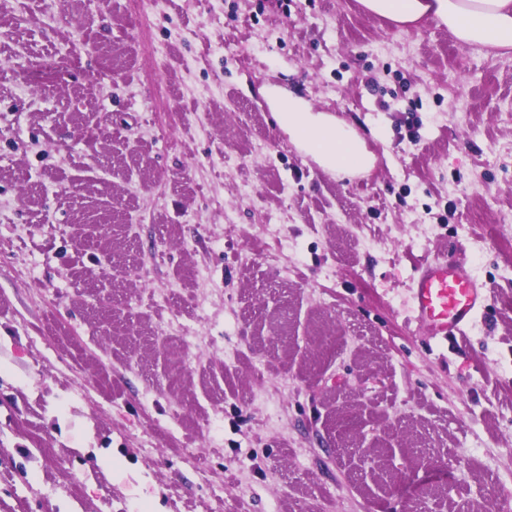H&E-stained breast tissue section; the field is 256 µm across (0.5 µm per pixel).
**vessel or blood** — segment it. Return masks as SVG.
Wrapping results in <instances>:
<instances>
[{
    "mask_svg": "<svg viewBox=\"0 0 512 512\" xmlns=\"http://www.w3.org/2000/svg\"><path fill=\"white\" fill-rule=\"evenodd\" d=\"M410 294L416 321L439 338L464 332L483 305L485 286L470 264L433 260L418 267Z\"/></svg>",
    "mask_w": 512,
    "mask_h": 512,
    "instance_id": "b4317fda",
    "label": "vessel or blood"
}]
</instances>
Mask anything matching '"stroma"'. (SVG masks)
I'll return each instance as SVG.
<instances>
[{
	"label": "stroma",
	"instance_id": "obj_1",
	"mask_svg": "<svg viewBox=\"0 0 512 512\" xmlns=\"http://www.w3.org/2000/svg\"><path fill=\"white\" fill-rule=\"evenodd\" d=\"M0 512H512V60L358 0H0ZM263 95L281 129L321 166L336 172H363L373 167L374 154L343 120L316 109L283 87L269 86ZM415 319L433 338L462 334L485 299V286L467 262L426 261L410 285Z\"/></svg>",
	"mask_w": 512,
	"mask_h": 512
}]
</instances>
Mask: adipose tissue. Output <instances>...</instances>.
I'll return each mask as SVG.
<instances>
[{"instance_id":"adipose-tissue-1","label":"adipose tissue","mask_w":512,"mask_h":512,"mask_svg":"<svg viewBox=\"0 0 512 512\" xmlns=\"http://www.w3.org/2000/svg\"><path fill=\"white\" fill-rule=\"evenodd\" d=\"M359 2L370 14L401 27H413L428 18L438 20L458 41L479 47L494 58H512V0ZM264 96L281 129L321 166L339 172H363L373 167L374 154L343 120L283 87H267Z\"/></svg>"}]
</instances>
